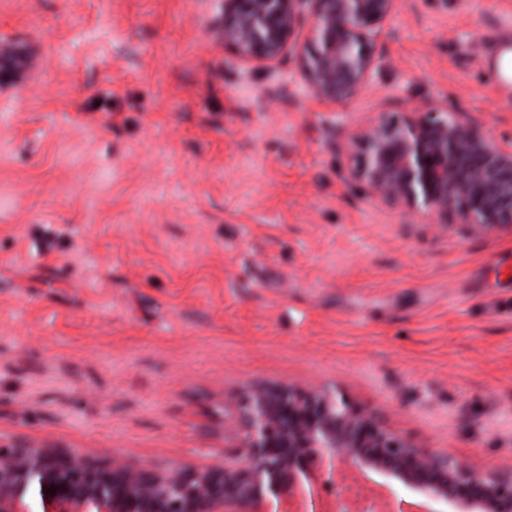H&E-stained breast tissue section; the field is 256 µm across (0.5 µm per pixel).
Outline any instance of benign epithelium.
Here are the masks:
<instances>
[{
    "label": "benign epithelium",
    "mask_w": 512,
    "mask_h": 512,
    "mask_svg": "<svg viewBox=\"0 0 512 512\" xmlns=\"http://www.w3.org/2000/svg\"><path fill=\"white\" fill-rule=\"evenodd\" d=\"M210 32L247 68L298 57L319 101L344 106L367 91L385 61V26L402 0H211ZM26 47L0 41V90L19 77ZM331 142L349 178L399 209L409 224H457L472 233L512 228V134L497 137L434 101L400 97ZM233 409L244 456L206 466L106 460L53 441L0 442V512H337L310 485L334 474L376 471L451 506L452 512H512V465L494 472L445 450L415 445L379 414L330 387L252 384ZM54 488L53 494L46 490Z\"/></svg>",
    "instance_id": "7a95c632"
}]
</instances>
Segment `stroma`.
I'll list each match as a JSON object with an SVG mask.
<instances>
[{
	"label": "stroma",
	"mask_w": 512,
	"mask_h": 512,
	"mask_svg": "<svg viewBox=\"0 0 512 512\" xmlns=\"http://www.w3.org/2000/svg\"><path fill=\"white\" fill-rule=\"evenodd\" d=\"M210 0H0L52 46L0 93V438L104 459L237 458L224 401L336 386L417 446L512 464V231L405 223L328 147L396 94L512 131V0H405L341 109L297 62L243 76ZM291 100L266 96L278 83ZM396 503L420 493L376 472Z\"/></svg>",
	"instance_id": "obj_1"
}]
</instances>
